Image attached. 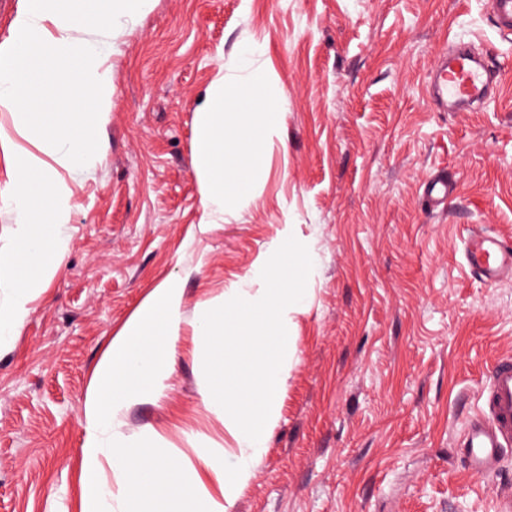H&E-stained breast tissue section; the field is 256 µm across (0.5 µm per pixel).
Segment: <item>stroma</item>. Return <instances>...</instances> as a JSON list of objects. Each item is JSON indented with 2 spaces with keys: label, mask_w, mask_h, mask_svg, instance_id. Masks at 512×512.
Returning a JSON list of instances; mask_svg holds the SVG:
<instances>
[{
  "label": "stroma",
  "mask_w": 512,
  "mask_h": 512,
  "mask_svg": "<svg viewBox=\"0 0 512 512\" xmlns=\"http://www.w3.org/2000/svg\"><path fill=\"white\" fill-rule=\"evenodd\" d=\"M502 77L475 112H437L429 74L449 42ZM257 50L287 103L250 194L202 225L195 111L217 73L242 81ZM102 161L68 179L65 253L0 349V512H79L83 405L112 336L165 278L186 325L168 387L117 420L159 434L166 460L199 435L233 442L207 410L199 312L255 293L290 238L308 257L278 419L230 512H506L512 449L489 475L460 444L485 414L491 371L512 360V281L471 276L476 224L512 241V38L487 0H153L115 31ZM458 185L428 210L424 184Z\"/></svg>",
  "instance_id": "1"
}]
</instances>
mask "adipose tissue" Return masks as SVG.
<instances>
[{
	"label": "adipose tissue",
	"mask_w": 512,
	"mask_h": 512,
	"mask_svg": "<svg viewBox=\"0 0 512 512\" xmlns=\"http://www.w3.org/2000/svg\"><path fill=\"white\" fill-rule=\"evenodd\" d=\"M151 0H24L10 38L0 43V154L11 169L8 201L16 232L0 246V348L16 335L62 257L72 208L65 175H78L100 154L98 129L111 109L107 65L115 25L134 21ZM73 104L59 112L55 102ZM269 72L252 67L243 82L217 75L197 107L193 163L204 219L223 214L246 195L265 168L284 107ZM273 270H258L257 294L230 289L204 309L194 331L205 340L204 402L224 421L230 448L201 447L183 466L163 461L149 439L127 443L114 431L134 402L167 388L170 359L182 336L184 293L174 278L161 281L113 337L84 401L83 494L80 512H230L232 497L262 461L281 403L288 356L295 348L294 316L304 306L300 282L306 260L289 239L275 246ZM237 359H229L230 351ZM111 468L115 486L102 480ZM212 475L210 492L203 475Z\"/></svg>",
	"instance_id": "1"
}]
</instances>
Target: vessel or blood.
<instances>
[{"mask_svg": "<svg viewBox=\"0 0 512 512\" xmlns=\"http://www.w3.org/2000/svg\"><path fill=\"white\" fill-rule=\"evenodd\" d=\"M493 25L504 37L512 35V0H491ZM499 74L487 58L465 42H456L443 53L429 76L428 94L439 112H469L484 106L492 96ZM454 184L446 174L433 176L423 188L430 208L443 209ZM465 265L487 283L512 279V244L481 231L466 240ZM486 417L473 420L463 439L469 471L489 474L496 470L512 441V362L495 365L486 389Z\"/></svg>", "mask_w": 512, "mask_h": 512, "instance_id": "obj_1", "label": "vessel or blood"}]
</instances>
